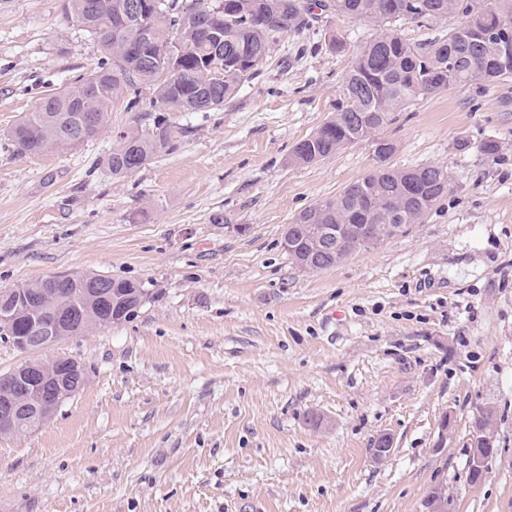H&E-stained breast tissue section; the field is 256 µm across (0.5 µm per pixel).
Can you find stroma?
I'll return each instance as SVG.
<instances>
[{"mask_svg":"<svg viewBox=\"0 0 512 512\" xmlns=\"http://www.w3.org/2000/svg\"><path fill=\"white\" fill-rule=\"evenodd\" d=\"M65 3L0 0V290L100 274L153 297L43 351L88 380L46 427L0 436V512H431L440 485L448 512H512V80L394 113L389 165L447 167L448 195L423 223L303 272L281 247L287 224L375 156L359 143L288 158L374 27L322 16L280 34L222 110L166 112L171 149L116 180L103 159L151 122V89L70 150L22 155L6 138L107 60ZM464 23L396 29L423 46ZM487 405L498 451L473 485L471 421Z\"/></svg>","mask_w":512,"mask_h":512,"instance_id":"35a3bbf8","label":"stroma"}]
</instances>
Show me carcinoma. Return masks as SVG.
<instances>
[{"mask_svg":"<svg viewBox=\"0 0 512 512\" xmlns=\"http://www.w3.org/2000/svg\"><path fill=\"white\" fill-rule=\"evenodd\" d=\"M129 0H68L67 20L77 23L112 57V68L99 66L74 84L42 98L9 132L16 151L39 155L74 147L99 131H80V119L94 114L105 120L115 100L127 96L126 108L140 103L142 87L150 86L155 105L180 112L220 110L241 86L258 73L270 43L280 33L298 30L318 10L325 15L365 22L376 34L351 59L336 99L334 113L294 146L290 160L309 164L350 144L371 142L376 166L363 178L299 213L289 231V245L312 252L313 224H369L389 238L408 224H421L445 197L451 182L448 169L428 166L398 170L386 165L394 151L380 137L391 114L402 112L419 97L473 83H498L512 78V58L500 49L502 25L512 20V0H155L146 16L126 15L113 31L114 17ZM221 6L210 32L198 30L195 12ZM462 14L465 25L424 47L412 46L396 33L399 21L443 19ZM174 129L164 116L135 130L119 133L105 164L112 178L136 172L172 143ZM142 288L112 279V301L84 320L81 333L108 326L111 316L131 319L135 303L127 296ZM71 285L63 281L45 289L40 304L52 307L66 298ZM495 409H476L473 426H493Z\"/></svg>","mask_w":512,"mask_h":512,"instance_id":"carcinoma-1","label":"carcinoma"}]
</instances>
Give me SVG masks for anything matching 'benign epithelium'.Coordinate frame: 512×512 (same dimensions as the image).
Returning <instances> with one entry per match:
<instances>
[{"label":"benign epithelium","instance_id":"7a95c632","mask_svg":"<svg viewBox=\"0 0 512 512\" xmlns=\"http://www.w3.org/2000/svg\"><path fill=\"white\" fill-rule=\"evenodd\" d=\"M351 248V240L336 231L322 229L314 252L293 254L295 265L302 271L315 270V254L320 253L341 260ZM69 280L76 284L70 298L90 308L107 289L105 278L99 275H60L45 280L50 286ZM42 288H30L20 284L0 293V333L8 336L13 345L33 358L0 374V434H25L35 431L52 421L58 409L79 393L87 382V369L79 360L65 355L56 357L52 367L35 353L76 335L65 329L67 321H73L69 313L60 308H42L29 321L27 328L18 329V321L27 309H33L43 294ZM479 437L470 440L473 466L484 470L487 456L494 448L478 446Z\"/></svg>","mask_w":512,"mask_h":512}]
</instances>
